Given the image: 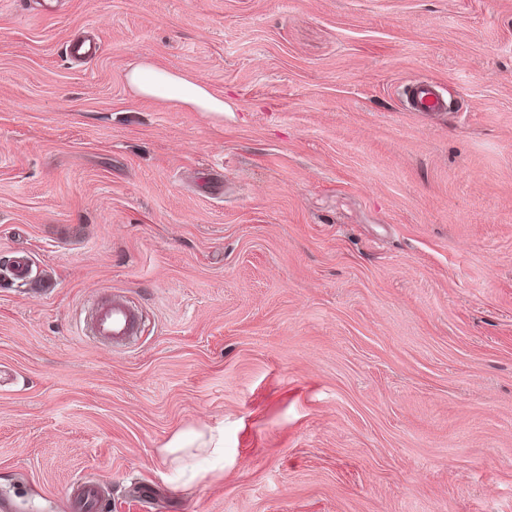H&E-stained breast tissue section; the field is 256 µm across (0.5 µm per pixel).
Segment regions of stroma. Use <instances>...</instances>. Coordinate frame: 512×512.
<instances>
[{
    "instance_id": "1",
    "label": "stroma",
    "mask_w": 512,
    "mask_h": 512,
    "mask_svg": "<svg viewBox=\"0 0 512 512\" xmlns=\"http://www.w3.org/2000/svg\"><path fill=\"white\" fill-rule=\"evenodd\" d=\"M142 58L223 119L132 95ZM105 290L128 351L80 332ZM80 476L109 512H512V0H0V497ZM406 103L410 111L425 114L445 112L448 109L446 100L440 96L436 87L424 81L407 88ZM204 427L199 431L190 434L178 435L170 444L165 448L168 455L174 456L173 460H177L182 471L189 470L191 477L197 476V471H194L192 459L197 453L207 452L218 454L222 453L224 448V432L222 430ZM209 438L206 439V436ZM197 443L199 448H191ZM203 447V448H200ZM196 451V452H194ZM179 453L182 455L178 456Z\"/></svg>"
}]
</instances>
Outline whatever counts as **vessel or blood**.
I'll list each match as a JSON object with an SVG mask.
<instances>
[{"label": "vessel or blood", "mask_w": 512, "mask_h": 512, "mask_svg": "<svg viewBox=\"0 0 512 512\" xmlns=\"http://www.w3.org/2000/svg\"><path fill=\"white\" fill-rule=\"evenodd\" d=\"M406 103L410 111L426 114L447 111L446 100L428 82L408 87ZM141 312L128 296L109 291L97 296L86 312L83 333L94 343L115 350L129 347L140 332ZM67 497L72 512H107L109 507L99 485L90 479L74 480Z\"/></svg>", "instance_id": "1"}]
</instances>
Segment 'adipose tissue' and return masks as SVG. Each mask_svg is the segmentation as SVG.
<instances>
[{
  "mask_svg": "<svg viewBox=\"0 0 512 512\" xmlns=\"http://www.w3.org/2000/svg\"><path fill=\"white\" fill-rule=\"evenodd\" d=\"M125 81L130 91L139 97L190 107L216 117L224 115V100L193 78L171 70L155 66L150 60H142L131 68ZM224 445L223 431L210 428L178 435L165 448L168 455L176 457L181 470H189L195 456V447L204 452L221 453Z\"/></svg>",
  "mask_w": 512,
  "mask_h": 512,
  "instance_id": "1",
  "label": "adipose tissue"
}]
</instances>
